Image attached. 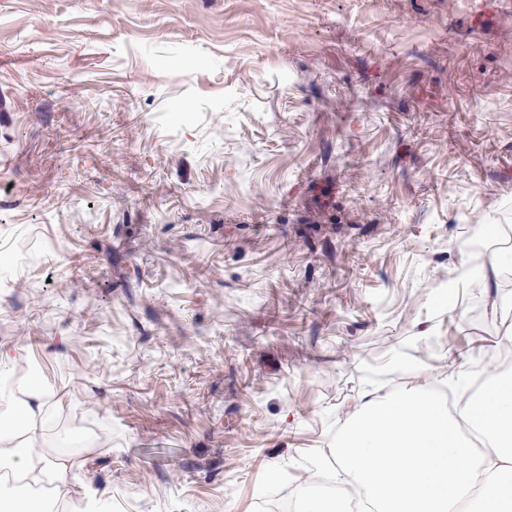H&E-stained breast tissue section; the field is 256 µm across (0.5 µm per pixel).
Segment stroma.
<instances>
[{"instance_id": "stroma-1", "label": "stroma", "mask_w": 512, "mask_h": 512, "mask_svg": "<svg viewBox=\"0 0 512 512\" xmlns=\"http://www.w3.org/2000/svg\"><path fill=\"white\" fill-rule=\"evenodd\" d=\"M479 224L512 0H0V345L121 512H280L367 384L495 350Z\"/></svg>"}]
</instances>
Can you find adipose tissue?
I'll return each instance as SVG.
<instances>
[{
  "label": "adipose tissue",
  "mask_w": 512,
  "mask_h": 512,
  "mask_svg": "<svg viewBox=\"0 0 512 512\" xmlns=\"http://www.w3.org/2000/svg\"><path fill=\"white\" fill-rule=\"evenodd\" d=\"M512 274V253H492L471 286L502 312L503 279ZM13 355L0 350V478L22 475L33 489L25 497L0 495V512H52L37 491L52 485L64 497L75 480L66 455L40 449L41 431L58 393L14 380ZM483 381L452 377L417 362L411 382L386 390L372 384L344 411L331 448L309 484L333 492L300 498L297 512H351V493L362 494L371 512H512V366L488 354ZM20 408L25 427L5 419Z\"/></svg>",
  "instance_id": "obj_1"
}]
</instances>
